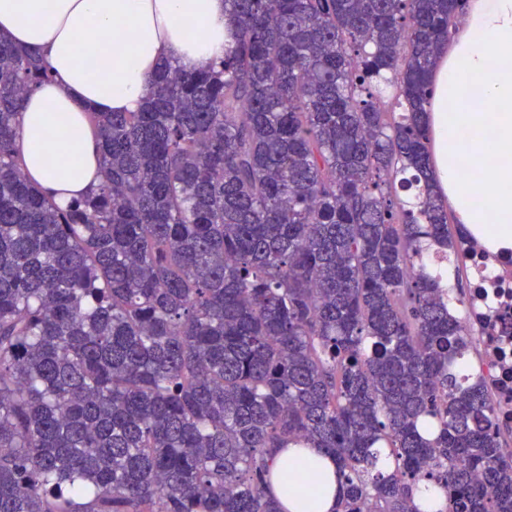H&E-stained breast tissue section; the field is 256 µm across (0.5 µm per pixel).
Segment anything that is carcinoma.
I'll use <instances>...</instances> for the list:
<instances>
[{"label": "carcinoma", "mask_w": 512, "mask_h": 512, "mask_svg": "<svg viewBox=\"0 0 512 512\" xmlns=\"http://www.w3.org/2000/svg\"><path fill=\"white\" fill-rule=\"evenodd\" d=\"M466 0H224L234 45L89 112L103 177L61 207L17 144L43 58L0 41V512H512V454L450 312L429 74ZM283 496L315 480L288 462ZM287 458H297L307 466L317 463L326 478V489L320 492L315 498L307 500L303 504H298L295 501H291L289 498L287 501L280 492L279 484L273 481V493L280 500L282 506L288 508L290 512H333L336 508L340 483L332 458L325 456L320 448H288L274 457L270 466L274 474H278L282 471ZM297 507H305L308 510H295Z\"/></svg>", "instance_id": "obj_1"}]
</instances>
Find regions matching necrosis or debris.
<instances>
[{
	"mask_svg": "<svg viewBox=\"0 0 512 512\" xmlns=\"http://www.w3.org/2000/svg\"><path fill=\"white\" fill-rule=\"evenodd\" d=\"M462 251L470 287L457 316L464 333L479 335V370L493 394L497 423L508 430L512 428V257L490 255L469 240Z\"/></svg>",
	"mask_w": 512,
	"mask_h": 512,
	"instance_id": "1",
	"label": "necrosis or debris"
}]
</instances>
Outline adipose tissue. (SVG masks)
Here are the masks:
<instances>
[{
  "mask_svg": "<svg viewBox=\"0 0 512 512\" xmlns=\"http://www.w3.org/2000/svg\"><path fill=\"white\" fill-rule=\"evenodd\" d=\"M0 37L45 55L53 79L24 102L20 146L31 182L59 205L98 185L90 112H136L148 80L168 60L199 69L233 33L224 0H0ZM432 162L455 218L489 252L512 249V0H470L456 38L431 72ZM318 464L326 489L308 512H334L332 458L290 448L273 459Z\"/></svg>",
  "mask_w": 512,
  "mask_h": 512,
  "instance_id": "1",
  "label": "adipose tissue"
}]
</instances>
